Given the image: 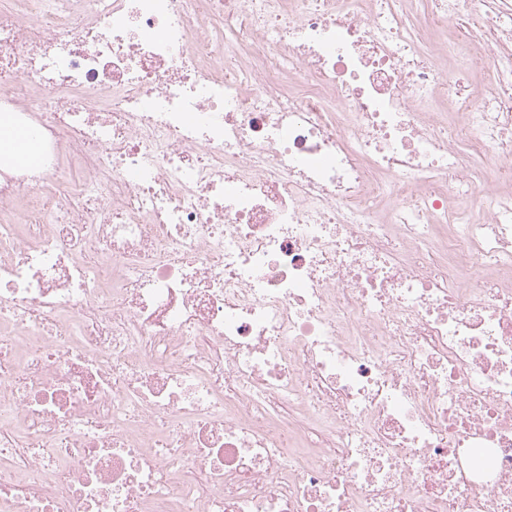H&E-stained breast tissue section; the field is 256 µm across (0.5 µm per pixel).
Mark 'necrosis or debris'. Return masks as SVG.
<instances>
[{
    "label": "necrosis or debris",
    "mask_w": 512,
    "mask_h": 512,
    "mask_svg": "<svg viewBox=\"0 0 512 512\" xmlns=\"http://www.w3.org/2000/svg\"><path fill=\"white\" fill-rule=\"evenodd\" d=\"M412 5L0 0V512H512V0ZM31 139L28 133L18 130L12 125L9 118L2 116L0 118V146H8L19 156L30 157Z\"/></svg>",
    "instance_id": "necrosis-or-debris-1"
}]
</instances>
